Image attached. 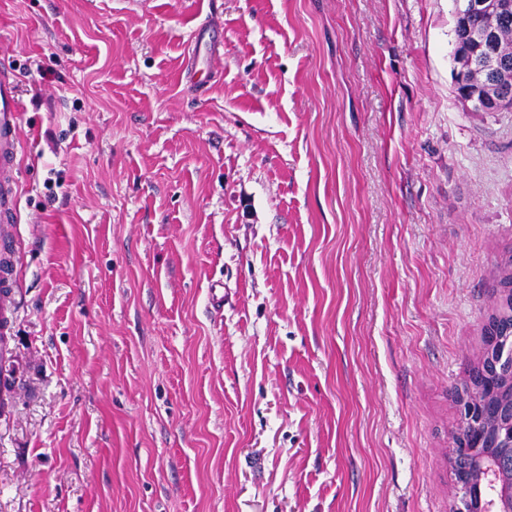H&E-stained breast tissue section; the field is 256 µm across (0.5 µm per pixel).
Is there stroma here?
<instances>
[{"instance_id": "stroma-1", "label": "stroma", "mask_w": 512, "mask_h": 512, "mask_svg": "<svg viewBox=\"0 0 512 512\" xmlns=\"http://www.w3.org/2000/svg\"><path fill=\"white\" fill-rule=\"evenodd\" d=\"M454 13L0 0V512H453L454 391L512 254V112L457 99ZM12 74L0 72V223L17 224L20 186V123ZM0 259V334L8 336L16 312L13 288L15 266L10 256Z\"/></svg>"}]
</instances>
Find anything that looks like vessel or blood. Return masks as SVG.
<instances>
[{
    "label": "vessel or blood",
    "instance_id": "b4317fda",
    "mask_svg": "<svg viewBox=\"0 0 512 512\" xmlns=\"http://www.w3.org/2000/svg\"><path fill=\"white\" fill-rule=\"evenodd\" d=\"M17 84L12 74L0 72V223L12 224L17 219L20 186V123L16 95ZM14 262L0 258V334L8 335L14 320Z\"/></svg>",
    "mask_w": 512,
    "mask_h": 512
}]
</instances>
